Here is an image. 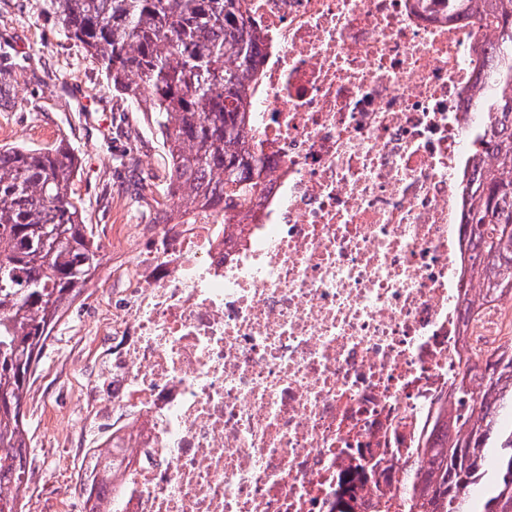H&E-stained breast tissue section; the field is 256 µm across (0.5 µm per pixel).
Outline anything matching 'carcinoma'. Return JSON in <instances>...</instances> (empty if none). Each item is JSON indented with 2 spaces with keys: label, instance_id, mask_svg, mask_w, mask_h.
<instances>
[{
  "label": "carcinoma",
  "instance_id": "carcinoma-1",
  "mask_svg": "<svg viewBox=\"0 0 512 512\" xmlns=\"http://www.w3.org/2000/svg\"><path fill=\"white\" fill-rule=\"evenodd\" d=\"M243 0H48L67 38L99 62L112 90L150 114L167 148L168 189L185 208L224 203V215L252 198L263 165L248 145L257 44L248 37ZM495 31V65L478 109L498 114L473 142L494 164L479 170L471 192V276L484 297L512 295V0L482 10ZM74 150L64 143L0 148V512H22L26 426L20 410L33 346L51 328L98 266L80 202ZM479 376L476 416L456 415L417 462L421 490L395 494L382 512H492L512 492V343L449 381L463 402ZM480 488L477 510L468 492Z\"/></svg>",
  "mask_w": 512,
  "mask_h": 512
}]
</instances>
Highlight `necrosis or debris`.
Listing matches in <instances>:
<instances>
[{
	"label": "necrosis or debris",
	"instance_id": "necrosis-or-debris-1",
	"mask_svg": "<svg viewBox=\"0 0 512 512\" xmlns=\"http://www.w3.org/2000/svg\"><path fill=\"white\" fill-rule=\"evenodd\" d=\"M480 0H248L260 35L253 203L177 198L100 243L99 367L54 435L98 512H377L408 491L512 298L467 277L468 178L495 39Z\"/></svg>",
	"mask_w": 512,
	"mask_h": 512
}]
</instances>
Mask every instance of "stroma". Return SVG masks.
<instances>
[{"instance_id":"obj_1","label":"stroma","mask_w":512,"mask_h":512,"mask_svg":"<svg viewBox=\"0 0 512 512\" xmlns=\"http://www.w3.org/2000/svg\"><path fill=\"white\" fill-rule=\"evenodd\" d=\"M23 68L14 90L0 96V145L42 148L60 142L73 148L79 172L73 190L92 235L111 238L114 255L126 249L122 232L130 215L146 207L167 175L169 159L162 137L143 113L128 107L112 90L100 65L66 38L47 0H0V53ZM153 156L140 171L143 190L133 194L129 177L113 162L125 153ZM55 334L46 341L24 401L31 481L22 492L23 512H58L55 493L67 475L72 448L58 442L50 419L68 415L64 400L73 398V363L89 361L99 337L81 331L68 306Z\"/></svg>"}]
</instances>
